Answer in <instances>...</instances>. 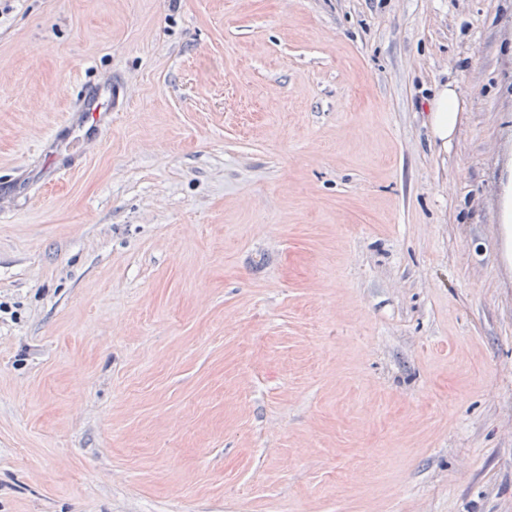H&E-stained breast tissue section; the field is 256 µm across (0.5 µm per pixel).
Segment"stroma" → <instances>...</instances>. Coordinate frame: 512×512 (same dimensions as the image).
Returning a JSON list of instances; mask_svg holds the SVG:
<instances>
[{
  "mask_svg": "<svg viewBox=\"0 0 512 512\" xmlns=\"http://www.w3.org/2000/svg\"><path fill=\"white\" fill-rule=\"evenodd\" d=\"M510 165L512 0H0V512H512ZM460 111V101L455 88L449 83L441 87L435 97L432 122L434 136L444 144L448 143L455 130Z\"/></svg>",
  "mask_w": 512,
  "mask_h": 512,
  "instance_id": "1",
  "label": "stroma"
}]
</instances>
